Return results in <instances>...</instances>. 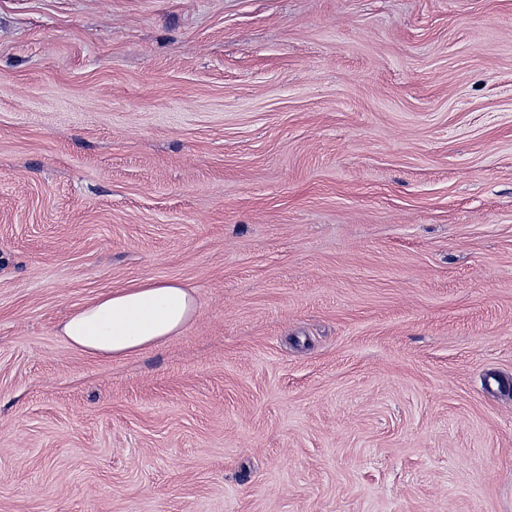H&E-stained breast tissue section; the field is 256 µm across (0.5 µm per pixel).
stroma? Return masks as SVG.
Here are the masks:
<instances>
[{"label": "stroma", "mask_w": 512, "mask_h": 512, "mask_svg": "<svg viewBox=\"0 0 512 512\" xmlns=\"http://www.w3.org/2000/svg\"><path fill=\"white\" fill-rule=\"evenodd\" d=\"M495 376L512 0H0V512H512ZM197 310L194 289L173 280L133 281L103 292L69 314L59 333L98 357H127L178 334Z\"/></svg>", "instance_id": "1"}]
</instances>
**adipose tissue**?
Wrapping results in <instances>:
<instances>
[{
    "instance_id": "1",
    "label": "adipose tissue",
    "mask_w": 512,
    "mask_h": 512,
    "mask_svg": "<svg viewBox=\"0 0 512 512\" xmlns=\"http://www.w3.org/2000/svg\"><path fill=\"white\" fill-rule=\"evenodd\" d=\"M196 310L193 289L180 282L133 281L77 308L59 332L74 349L119 358L163 344L186 326Z\"/></svg>"
}]
</instances>
